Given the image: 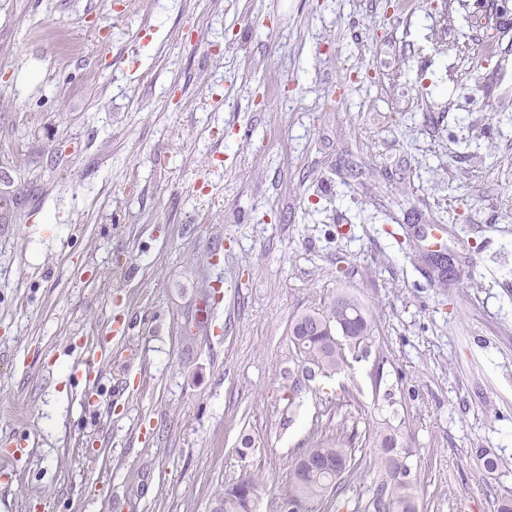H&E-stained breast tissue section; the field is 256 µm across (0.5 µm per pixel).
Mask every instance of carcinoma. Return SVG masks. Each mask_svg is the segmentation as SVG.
<instances>
[{"mask_svg":"<svg viewBox=\"0 0 512 512\" xmlns=\"http://www.w3.org/2000/svg\"><path fill=\"white\" fill-rule=\"evenodd\" d=\"M369 312L350 292L341 290L324 306L297 314L291 324V341L302 356L304 375L340 373L346 365L345 348L361 347L371 336ZM344 422L336 431L318 428L309 448L295 460L281 492L295 512H331L335 499L355 487L359 471L376 477L366 496H357L356 512H418V487L413 479L395 474L396 452L404 447L399 429L386 422L371 433L370 457L355 459V449L344 436ZM264 483L254 472L244 471L224 486L213 512H257Z\"/></svg>","mask_w":512,"mask_h":512,"instance_id":"cac0c4a2","label":"carcinoma"}]
</instances>
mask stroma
<instances>
[{
  "instance_id": "obj_1",
  "label": "stroma",
  "mask_w": 512,
  "mask_h": 512,
  "mask_svg": "<svg viewBox=\"0 0 512 512\" xmlns=\"http://www.w3.org/2000/svg\"><path fill=\"white\" fill-rule=\"evenodd\" d=\"M341 289L372 336L287 402ZM344 390L421 512L512 489V0H0V512H273ZM263 489L260 476L246 470L224 485V493L216 499L213 512H256Z\"/></svg>"
}]
</instances>
